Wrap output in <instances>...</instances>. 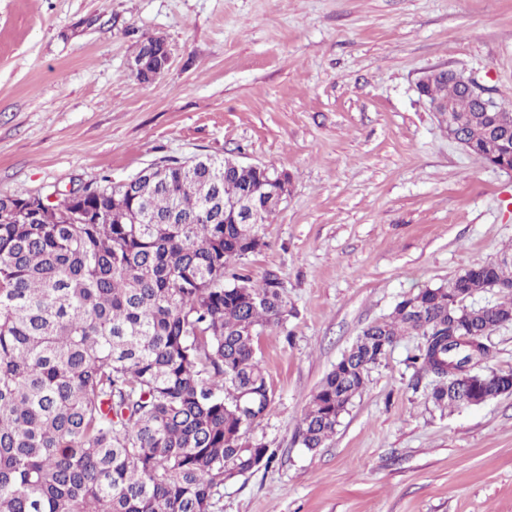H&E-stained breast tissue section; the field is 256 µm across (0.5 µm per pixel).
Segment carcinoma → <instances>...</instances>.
I'll use <instances>...</instances> for the list:
<instances>
[{
	"instance_id": "carcinoma-1",
	"label": "carcinoma",
	"mask_w": 512,
	"mask_h": 512,
	"mask_svg": "<svg viewBox=\"0 0 512 512\" xmlns=\"http://www.w3.org/2000/svg\"><path fill=\"white\" fill-rule=\"evenodd\" d=\"M448 104L445 124L489 165H512V112L484 111L452 72L417 87ZM158 181L87 186L92 219L38 218L0 198V512H214L224 476L267 467L247 440L270 406L256 357L283 323L278 275L226 270L255 252L279 205L230 159L194 171L176 160ZM494 291L506 301L471 307ZM512 321V256L476 263L446 285L403 297L367 325L322 379L299 430L318 448L402 333L423 338L407 362L439 379L430 399L450 410L505 394L509 374L448 383L453 336Z\"/></svg>"
}]
</instances>
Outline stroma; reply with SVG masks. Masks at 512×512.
Instances as JSON below:
<instances>
[{"label": "stroma", "instance_id": "1", "mask_svg": "<svg viewBox=\"0 0 512 512\" xmlns=\"http://www.w3.org/2000/svg\"><path fill=\"white\" fill-rule=\"evenodd\" d=\"M165 73L139 82L143 38ZM445 67L512 105V0H0V196L123 182L198 155L288 172L266 244L283 324L258 337L270 468L215 512H512V395L451 412L397 337L334 434L295 435L312 394L407 293L512 248V172L449 140L417 82Z\"/></svg>", "mask_w": 512, "mask_h": 512}]
</instances>
